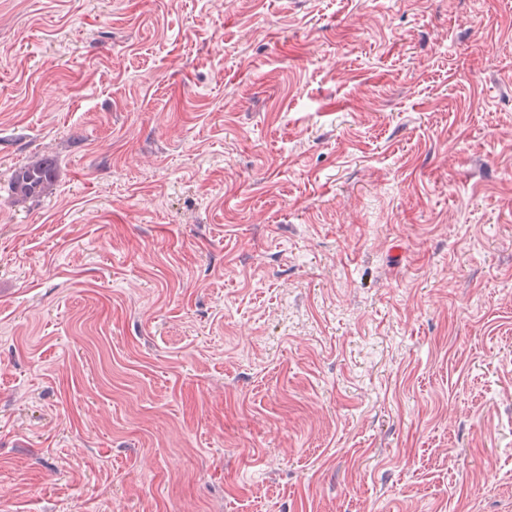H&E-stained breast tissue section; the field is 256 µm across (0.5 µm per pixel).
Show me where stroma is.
Masks as SVG:
<instances>
[{
	"mask_svg": "<svg viewBox=\"0 0 512 512\" xmlns=\"http://www.w3.org/2000/svg\"><path fill=\"white\" fill-rule=\"evenodd\" d=\"M0 512H512V0H0ZM53 161L40 159L26 166L15 179V189L23 197L39 195L50 182Z\"/></svg>",
	"mask_w": 512,
	"mask_h": 512,
	"instance_id": "obj_1",
	"label": "stroma"
}]
</instances>
